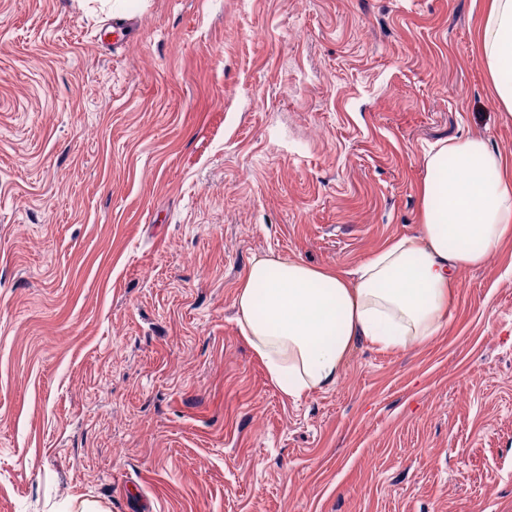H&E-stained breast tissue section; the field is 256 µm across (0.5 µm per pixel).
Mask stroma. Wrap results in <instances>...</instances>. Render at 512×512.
I'll list each match as a JSON object with an SVG mask.
<instances>
[{
    "label": "stroma",
    "mask_w": 512,
    "mask_h": 512,
    "mask_svg": "<svg viewBox=\"0 0 512 512\" xmlns=\"http://www.w3.org/2000/svg\"><path fill=\"white\" fill-rule=\"evenodd\" d=\"M487 4L0 0V512H512V240L298 400L234 305L418 235L436 143L512 160Z\"/></svg>",
    "instance_id": "1"
}]
</instances>
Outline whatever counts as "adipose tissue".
Wrapping results in <instances>:
<instances>
[{"label":"adipose tissue","mask_w":512,"mask_h":512,"mask_svg":"<svg viewBox=\"0 0 512 512\" xmlns=\"http://www.w3.org/2000/svg\"><path fill=\"white\" fill-rule=\"evenodd\" d=\"M478 40L496 104L512 119V0H489ZM424 163L420 237L389 239L352 273L253 256L237 321L284 396L336 384L357 340L389 350L437 335L458 271L512 237V162L473 137L431 147Z\"/></svg>","instance_id":"1"}]
</instances>
